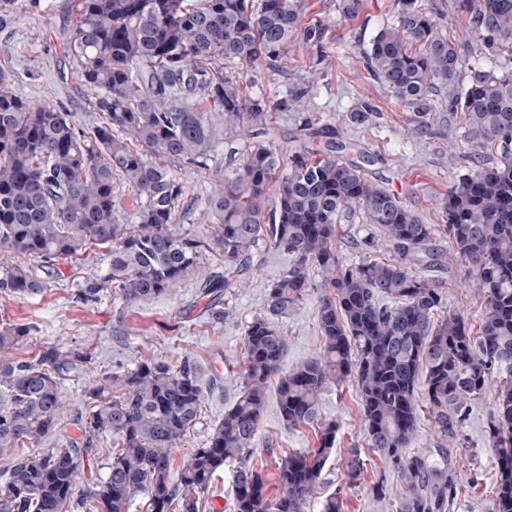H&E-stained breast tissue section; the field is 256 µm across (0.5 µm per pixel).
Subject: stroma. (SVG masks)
I'll return each instance as SVG.
<instances>
[{"label":"stroma","mask_w":512,"mask_h":512,"mask_svg":"<svg viewBox=\"0 0 512 512\" xmlns=\"http://www.w3.org/2000/svg\"><path fill=\"white\" fill-rule=\"evenodd\" d=\"M306 19H319L328 26L325 56L320 64L323 77L317 87L315 113L321 119L342 122V135L359 148L376 155L368 177L399 197L421 219L437 225L436 244L450 252L451 243L440 226L444 224L443 201L450 187L471 171L462 147V116L449 112L451 95L441 90L435 102L448 110L447 120H434L431 136L420 140L408 116L394 98L373 81L362 63L361 52L376 30L395 17V0H366L360 16L341 18L335 0H304ZM75 22L73 0H41V8L30 12L28 0H18L16 11L0 14V69L8 73L18 95L66 112L79 128L96 126L99 115L90 105V95L78 81L76 59L68 52ZM306 60L288 59L287 72L270 70L256 61L241 70L239 81L247 98L285 94L292 79L304 75ZM371 102L379 114L374 125L355 128L345 125L348 112L362 102ZM224 146H217L207 167L172 163L175 178L184 183L192 206L177 229L193 233L209 221V198L224 177ZM336 249L345 266H355L368 255L382 256L366 242L374 233L365 219L338 227ZM288 254L266 249L247 287L226 297L227 317L210 320L199 297L200 278L190 274L177 293L127 304L118 292L102 290L96 299L79 300L78 291L103 276L109 267L107 247L92 246L79 254L55 262L44 279L45 290L36 296L0 294V330L22 327L27 331L12 352L15 361H38L49 350L60 356L76 357L73 367L61 371L60 382L67 399L62 420L49 437L22 448V455L36 457L60 448L79 436L80 422L88 415V392L104 374L132 367L144 359L178 364L190 355L205 394L204 414L173 456L172 472L180 474L194 449L223 420L240 395L238 374L244 364L243 339L247 324L264 313L270 284L285 273ZM305 299L280 319L288 338L286 367L315 359L323 350L317 330L316 311L322 291L319 273ZM494 393L486 391L475 402L463 426V447L445 452V442L433 422L421 420L409 449L424 453L434 462H448L457 475L459 493L448 512H487L495 492L498 470L496 455L488 446V421ZM323 423L337 427L336 449L324 469L321 496L337 495L340 512H396L404 488L383 456L367 448L361 424L360 399L353 385L330 387L324 392L318 412ZM317 445V431L309 426L283 424L276 399H268L260 431L253 442L254 460L262 464L268 479H275L281 456L301 454ZM360 454L365 466L357 479H350L345 462L351 453ZM383 483V497L374 496V483Z\"/></svg>","instance_id":"stroma-1"}]
</instances>
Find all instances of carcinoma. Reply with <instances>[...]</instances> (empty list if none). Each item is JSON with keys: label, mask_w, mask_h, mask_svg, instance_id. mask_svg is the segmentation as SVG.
<instances>
[{"label": "carcinoma", "mask_w": 512, "mask_h": 512, "mask_svg": "<svg viewBox=\"0 0 512 512\" xmlns=\"http://www.w3.org/2000/svg\"><path fill=\"white\" fill-rule=\"evenodd\" d=\"M301 0H77L69 51L78 76L100 112L85 131L68 114L19 96L0 70V293L38 295L46 288L23 258L50 268L89 245L111 248L109 272L80 290L92 300L107 286L128 304L175 293L190 272L206 274V252L224 254V273L207 274L211 318L247 286L254 254L266 247L292 264L269 289L265 313L245 329L242 391L204 446L171 480L173 449L193 431L204 408L203 389L186 356L173 366L143 361L103 377L90 393L80 437L40 457H20L0 481V512H71L76 499L89 512H128L140 495L147 512H199L198 491L232 467L233 512H305L323 485L336 425L323 426L319 447L283 455L270 493L252 443L264 415L271 378L284 424L317 422L322 394L354 383L368 447L379 450L403 482L397 512H448L458 482L448 466L408 452L420 413L433 420L448 448L463 444L472 404L502 365L512 367V74H496L469 59L448 39L421 0H396L386 23L363 50L366 66L410 112L415 134L432 125L438 89L466 82L452 108L465 118L463 149L474 165L448 190L446 230L454 254L433 247L435 231L405 203L367 177L369 155H346L352 145L336 125H316L310 111L327 26L305 22ZM469 17L468 36L483 58L512 59V0H457ZM363 0H336L355 19ZM301 55L305 77L269 102L244 97L224 63L241 68ZM289 112L317 148L294 153L288 173L269 138L271 111ZM218 112L215 125L207 113ZM374 105L347 115L357 127L373 124ZM225 144L229 179L212 199L219 223L202 235L179 233L185 190L169 164L202 167ZM123 182L133 209L114 191ZM361 214L374 225L387 260L346 267L336 253L337 225ZM321 272L324 295L316 325L321 356L284 369L288 341L275 320L304 298L309 267ZM462 272L482 300L478 333L463 313L440 321L442 281L420 267ZM27 330L0 331V454L53 433L66 402L57 374L72 365L55 350L36 363L15 362L13 347ZM110 438L106 472L78 487L84 457ZM496 450L498 484L489 512H512V374L496 381L488 426Z\"/></svg>", "instance_id": "cac0c4a2"}]
</instances>
